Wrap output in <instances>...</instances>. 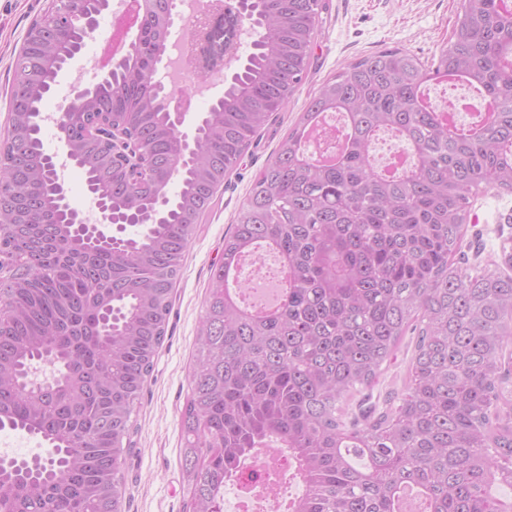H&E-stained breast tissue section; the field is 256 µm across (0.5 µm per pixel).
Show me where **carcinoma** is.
Segmentation results:
<instances>
[{"label":"carcinoma","mask_w":512,"mask_h":512,"mask_svg":"<svg viewBox=\"0 0 512 512\" xmlns=\"http://www.w3.org/2000/svg\"><path fill=\"white\" fill-rule=\"evenodd\" d=\"M174 0H148L138 48L154 64ZM253 51L205 113L202 154L180 178L160 224L95 236L60 208L40 138L42 102L66 56L88 36L16 63V135L0 147V431L40 438L49 453L0 457V512H124L122 469L172 310L180 261L217 188L311 65L327 0H245ZM465 81L493 112L448 129L423 104L438 78ZM99 101L146 143L149 176L130 183L102 148L77 159L86 185L117 211L165 188L183 146L138 75L119 70ZM315 112L342 114L337 144L308 156ZM393 133L413 154L400 177L371 162ZM512 193V0H463L448 47L429 63L402 48L362 57L326 79L253 180L223 257L210 269L191 395L180 415L189 512H223L224 484L274 438L304 485L293 512H394L401 488L422 512H512V237L491 267L460 258L471 199ZM274 247L290 283L275 311L230 296L226 271L256 245ZM417 333L403 388L369 403L381 367ZM42 363L51 386L28 382Z\"/></svg>","instance_id":"cac0c4a2"}]
</instances>
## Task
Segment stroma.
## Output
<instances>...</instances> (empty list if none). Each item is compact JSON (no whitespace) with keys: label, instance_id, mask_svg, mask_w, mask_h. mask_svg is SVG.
Listing matches in <instances>:
<instances>
[{"label":"stroma","instance_id":"stroma-1","mask_svg":"<svg viewBox=\"0 0 512 512\" xmlns=\"http://www.w3.org/2000/svg\"><path fill=\"white\" fill-rule=\"evenodd\" d=\"M461 5L462 0H329L319 20L312 65L287 111L277 114L225 178L181 261L166 339L133 415L134 450L123 467L125 512H185L179 419L190 393L197 326L205 310L210 266L224 249V233L255 175L327 77L386 47L432 59L447 46ZM45 7L46 0H0V138L9 128L13 60L32 20ZM510 235L512 195L488 191L471 215L462 250L471 262L483 263L499 238Z\"/></svg>","mask_w":512,"mask_h":512}]
</instances>
